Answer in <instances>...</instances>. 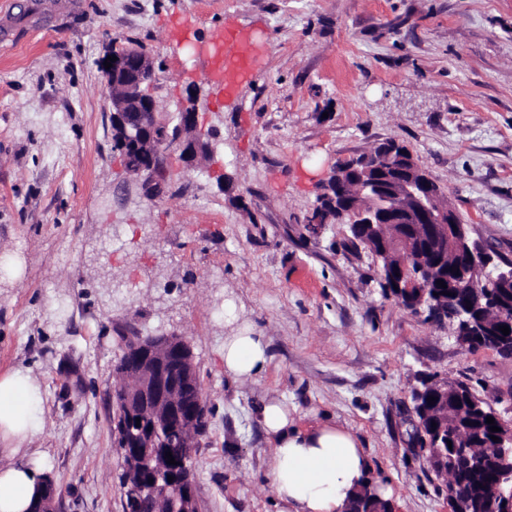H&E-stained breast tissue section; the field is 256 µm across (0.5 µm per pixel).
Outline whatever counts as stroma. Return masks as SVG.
<instances>
[{
    "label": "stroma",
    "mask_w": 512,
    "mask_h": 512,
    "mask_svg": "<svg viewBox=\"0 0 512 512\" xmlns=\"http://www.w3.org/2000/svg\"><path fill=\"white\" fill-rule=\"evenodd\" d=\"M0 373L41 387L22 460L59 512H123L111 391L119 328L190 345L210 410L193 455L200 512H278L258 409L353 433L396 512H449L409 451L413 393L461 380L512 418V357L385 298L344 224H312L331 168L392 140L475 239L512 259V0H0ZM248 35L252 79L225 93L210 44ZM137 46L176 124L195 104L212 160L167 156L155 200L112 149L103 61ZM250 327L263 372H224ZM83 379L72 390L68 367Z\"/></svg>",
    "instance_id": "stroma-1"
}]
</instances>
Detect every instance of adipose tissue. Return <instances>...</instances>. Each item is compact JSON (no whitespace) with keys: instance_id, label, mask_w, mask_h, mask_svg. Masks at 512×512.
Listing matches in <instances>:
<instances>
[{"instance_id":"1","label":"adipose tissue","mask_w":512,"mask_h":512,"mask_svg":"<svg viewBox=\"0 0 512 512\" xmlns=\"http://www.w3.org/2000/svg\"><path fill=\"white\" fill-rule=\"evenodd\" d=\"M267 363L264 337L248 331L224 339V371L257 374ZM39 388L17 372L0 374V439L23 440L38 429L33 403ZM261 425L274 448L268 480L284 512H347L365 482L368 461L358 439L333 424L298 427L287 406L265 403ZM39 470L19 461L0 467V512H29Z\"/></svg>"}]
</instances>
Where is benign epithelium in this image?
<instances>
[{"instance_id":"7a95c632","label":"benign epithelium","mask_w":512,"mask_h":512,"mask_svg":"<svg viewBox=\"0 0 512 512\" xmlns=\"http://www.w3.org/2000/svg\"><path fill=\"white\" fill-rule=\"evenodd\" d=\"M117 60L105 70L106 98L113 134L130 156L125 158L127 171L147 177L149 197L162 194L166 186V155L169 151L191 168L211 161L207 139L198 130V115L191 105L179 113L176 133L167 134L168 124L161 121L155 109L150 87L158 79L159 66L149 54L127 48L116 54ZM331 176L336 180V199L345 206L357 208L354 226L356 242L364 243L378 237L384 226L398 228L393 236L384 237L380 248L372 249L377 262L388 265L393 284L398 290L411 291L398 279L396 267L390 265L394 251L411 246L409 234L418 230L427 239L419 251V269L432 280L444 279L452 288V296H441L425 303L426 290L417 299L398 293L401 304L416 308L429 305L437 319H444L446 304L461 297L470 306H482V289L512 288V262L470 238L463 224L448 203V198L410 153L394 142L379 144L378 152L368 154L361 166L352 162L337 164ZM496 339L487 347L512 357V332H494ZM123 352L136 353L124 360L123 372L136 378L132 390L116 388L113 405L123 412L124 446L123 489L133 491L139 500L178 496L177 512H198L195 486L176 464H169L166 450L156 442L161 426H172L191 416V389L195 385L196 366L187 355L188 345L174 334L143 336L127 330L119 338ZM501 431L494 451L512 456V420L499 419Z\"/></svg>"}]
</instances>
